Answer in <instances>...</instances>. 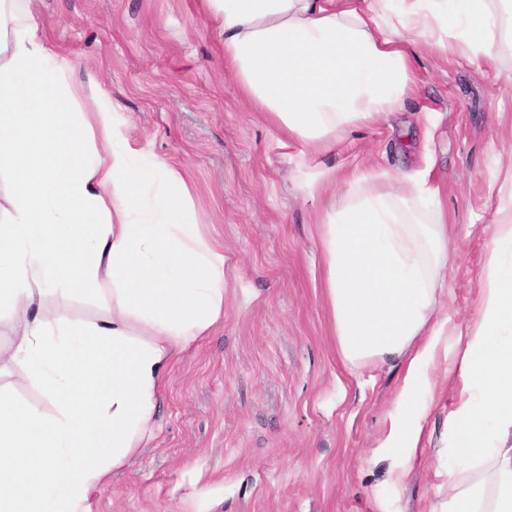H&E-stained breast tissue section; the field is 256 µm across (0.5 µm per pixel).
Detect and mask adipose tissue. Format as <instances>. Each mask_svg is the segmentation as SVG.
I'll return each instance as SVG.
<instances>
[{
	"label": "adipose tissue",
	"instance_id": "obj_1",
	"mask_svg": "<svg viewBox=\"0 0 512 512\" xmlns=\"http://www.w3.org/2000/svg\"><path fill=\"white\" fill-rule=\"evenodd\" d=\"M36 0H0V304L20 325L11 362L57 412L0 392V512H91L157 429L154 402L183 350L224 316V251L198 224L180 174L142 162L107 103L75 104L72 63L40 34ZM224 59L289 137L328 146L397 111L417 44L497 68L512 0H204ZM473 327L459 335L453 444L429 512H512V197L494 216ZM331 333L350 372L404 371L383 444L405 481L430 406L416 385L448 336V213L425 169L351 175L317 224ZM92 296L109 319L31 313L35 298Z\"/></svg>",
	"mask_w": 512,
	"mask_h": 512
}]
</instances>
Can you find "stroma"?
I'll return each instance as SVG.
<instances>
[{
    "label": "stroma",
    "mask_w": 512,
    "mask_h": 512,
    "mask_svg": "<svg viewBox=\"0 0 512 512\" xmlns=\"http://www.w3.org/2000/svg\"><path fill=\"white\" fill-rule=\"evenodd\" d=\"M48 46L74 65L82 111L108 102L129 148L178 171L224 251V319L164 379L157 436L118 469L92 512H429L450 445L455 350L423 372L421 460L401 485L381 441L399 368L351 373L329 335L316 224L345 177L430 167L451 226L439 321L472 325L494 226L487 183L512 166V54L498 74L418 48L402 109L337 138L317 163L336 181L299 188L301 154L243 92L201 0H40ZM0 389L56 411L21 366Z\"/></svg>",
    "instance_id": "35a3bbf8"
}]
</instances>
